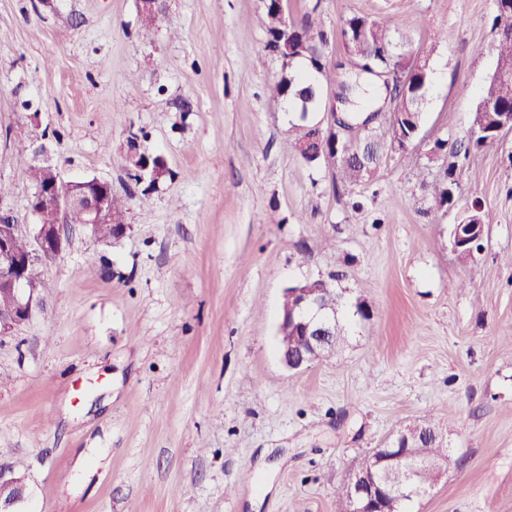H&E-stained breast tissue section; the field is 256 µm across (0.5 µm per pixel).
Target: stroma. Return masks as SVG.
<instances>
[{
    "label": "stroma",
    "mask_w": 512,
    "mask_h": 512,
    "mask_svg": "<svg viewBox=\"0 0 512 512\" xmlns=\"http://www.w3.org/2000/svg\"><path fill=\"white\" fill-rule=\"evenodd\" d=\"M336 35L401 20L430 50L417 141L334 188L283 147L296 112L269 87L262 0H0V209L31 224L16 164L35 131L65 179L109 181L128 229L68 226L42 268L46 313L0 335V469L20 512H336V489L402 426L439 421L457 464L404 512H512V133L472 151L454 202L436 140H462L497 65L495 0H282ZM171 170L143 193L129 128ZM479 204L483 248L448 241ZM335 280L336 352L286 369L285 288ZM472 282L459 290L460 281ZM372 313H356V301ZM127 150L125 154V167L131 180L135 183L138 181L141 185L145 180V171L148 166L143 167L142 160V144L140 135L134 128H129L127 133ZM5 488L13 489L14 493L8 499H3L0 495V511L18 512L14 510V508L23 499L25 486L21 479L16 477H7L6 473L0 469V490L3 491Z\"/></svg>",
    "instance_id": "obj_1"
}]
</instances>
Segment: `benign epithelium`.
I'll use <instances>...</instances> for the list:
<instances>
[{
    "instance_id": "obj_1",
    "label": "benign epithelium",
    "mask_w": 512,
    "mask_h": 512,
    "mask_svg": "<svg viewBox=\"0 0 512 512\" xmlns=\"http://www.w3.org/2000/svg\"><path fill=\"white\" fill-rule=\"evenodd\" d=\"M301 48L288 41L278 44L277 55L283 68H289L300 57ZM368 75L387 83L388 88L399 85V94L389 97L384 111L371 113L366 123L351 125L344 121L342 113L337 111L339 97L327 99L324 118L317 123L328 135H335L336 156L342 150L361 144H369L371 128L388 119L387 112H396L397 99L404 96L405 86L409 84L412 73L401 71L390 65L385 68L371 69ZM142 144L140 135L134 129L127 133L125 167L131 180L143 182L146 168L143 167ZM96 188L83 190V184L66 181L56 175L53 181L40 185L35 190V200H50L62 211L64 222L60 224H31L22 230L13 215L8 211L0 213V293L11 298L12 307L0 312V334H5L18 325L29 321L43 305L39 289L33 287L26 276L27 268L35 263L46 264L54 261L68 244L64 223L69 221V211L76 209L84 216L83 223L89 228L104 224L109 219V201L112 185L102 179L93 178ZM29 240V249L20 252L15 247L17 237ZM325 288L318 280L306 281L286 289L288 315L281 319L278 327V342L281 361L291 370H300L324 357L336 345V309L329 307L322 298ZM423 428L418 425L402 428L389 438L387 446L400 449V453L387 459L377 456L378 450L370 453L372 464L353 470L348 479L349 495L347 512H387L380 502L382 497L393 501L409 497H421L429 493L435 485L442 468L451 464V460L416 464L406 472V492L397 493L391 489L379 494L381 487L390 486L391 471L401 467L411 458L410 449L419 447V438ZM11 488L13 495L5 499L0 496V512H16V505L23 499L24 484L21 479L9 477L0 470V490Z\"/></svg>"
}]
</instances>
